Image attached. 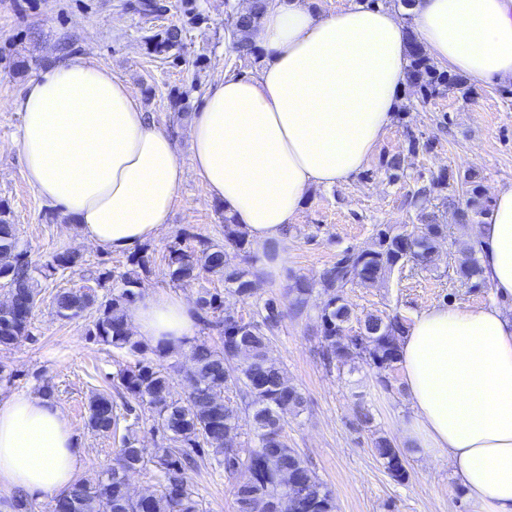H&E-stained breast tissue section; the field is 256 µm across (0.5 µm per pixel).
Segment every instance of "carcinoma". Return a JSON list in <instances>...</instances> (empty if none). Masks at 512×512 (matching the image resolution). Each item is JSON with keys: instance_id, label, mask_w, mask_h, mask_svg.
Returning a JSON list of instances; mask_svg holds the SVG:
<instances>
[{"instance_id": "1", "label": "carcinoma", "mask_w": 512, "mask_h": 512, "mask_svg": "<svg viewBox=\"0 0 512 512\" xmlns=\"http://www.w3.org/2000/svg\"><path fill=\"white\" fill-rule=\"evenodd\" d=\"M267 6L266 0H252L249 13L232 17L230 26L237 40L234 48L241 58L254 54L255 23ZM182 29L174 26L152 42L153 50L164 53L179 44ZM410 43L407 82L422 98L428 100L465 83L460 75L439 69L430 61L414 33ZM465 185V197L454 206L452 216L462 229L488 209L481 176L467 170L455 176L443 172L430 186L417 191L416 198L427 199L436 187L447 188L451 180ZM448 225L423 224L410 233L391 228L378 231V248L365 252L348 248L335 262L325 266L309 281L293 280L287 290L289 309L300 317L308 312L309 299L318 288L327 296L321 309L319 348L326 367L338 369L357 360L365 361L378 370L377 384L391 389L383 372L397 363V343L406 325L397 315L365 316L362 331L345 334V324L351 310L345 302V289L353 285L371 286L385 278L397 265L411 263L426 267L434 260L438 242L446 237ZM455 270L461 283L476 287L481 278V266L474 246L452 241ZM17 238L10 211L0 206V274L6 275L13 303L0 308V347H11L29 335L33 311L41 301V288L30 266L15 253ZM253 244L233 219L224 217V245L203 241L200 251L187 252L169 247L168 265L173 282L195 280L204 275L224 278L231 294L241 300L253 296L250 269ZM240 258L241 264L230 262L229 255ZM82 256L67 249L56 253L47 268L56 273L81 265ZM149 260L140 255L132 259L136 269L120 275V286L112 297L101 300L84 289L60 288L53 297L57 316L73 320L90 309L96 317L88 335L104 345L124 350L134 358L131 365L119 368L112 383L121 391L122 405L114 403L108 393L97 392L89 398L88 428L97 434H114L119 419L134 417L139 424L137 408L151 412L152 430L169 441L166 448L143 447L132 428L120 438L112 467L95 479H77L65 492L54 497L49 512H201L188 472L196 458L208 455L230 475L240 478L233 487L236 512H335L333 492L311 470L298 452L283 439L288 414L297 415L305 409L306 398L288 378L285 369L268 357L270 336L279 328L284 312L273 299L257 306L255 326L249 327L241 316L224 305L217 293H207L197 300L198 320L218 331L221 346L199 340L188 351L176 352L157 348L160 357L176 354L188 362L187 396L174 392L170 370L147 357L148 347L133 339L129 327L130 307L138 300L135 288L140 285V273L149 270ZM231 392L234 397H224ZM249 427L253 445L229 447L226 431L233 427L243 434ZM374 453L386 470L395 477L407 475L405 460L391 439L382 436L374 442ZM150 463L158 473L161 491L146 499L134 498L128 491L129 473ZM287 474L300 481L303 496H288L280 482Z\"/></svg>"}]
</instances>
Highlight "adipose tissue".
<instances>
[{
  "mask_svg": "<svg viewBox=\"0 0 512 512\" xmlns=\"http://www.w3.org/2000/svg\"><path fill=\"white\" fill-rule=\"evenodd\" d=\"M418 42L476 84H512V0H411ZM395 10L333 12L270 0L253 40L257 76L212 84L191 120L190 159L210 198L261 249L260 277L288 260V226L314 188L368 164L404 94L409 41ZM22 116L25 177L84 240L125 251L157 237L183 169L171 136L128 85L80 55L38 71L12 103ZM496 302L422 310L399 342L413 414L401 435L418 457L447 455L478 512H512V186L498 188L474 233ZM137 340L173 348L194 334V308L153 294L130 311ZM85 450L42 393L0 401V490H66Z\"/></svg>",
  "mask_w": 512,
  "mask_h": 512,
  "instance_id": "ef3b65f1",
  "label": "adipose tissue"
}]
</instances>
